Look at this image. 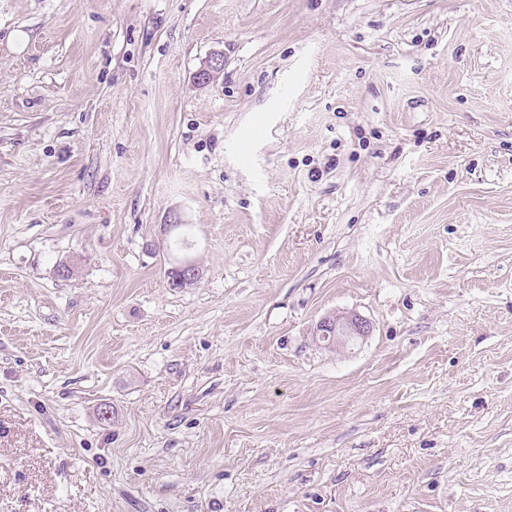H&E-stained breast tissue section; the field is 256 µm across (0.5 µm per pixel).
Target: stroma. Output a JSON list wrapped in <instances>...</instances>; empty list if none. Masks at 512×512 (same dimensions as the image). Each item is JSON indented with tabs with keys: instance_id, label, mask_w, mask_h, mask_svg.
Instances as JSON below:
<instances>
[{
	"instance_id": "35a3bbf8",
	"label": "stroma",
	"mask_w": 512,
	"mask_h": 512,
	"mask_svg": "<svg viewBox=\"0 0 512 512\" xmlns=\"http://www.w3.org/2000/svg\"><path fill=\"white\" fill-rule=\"evenodd\" d=\"M0 512H512V0H0ZM372 326L368 320L356 313H341L324 317L316 326L315 336L318 342L336 349L355 344L371 334Z\"/></svg>"
}]
</instances>
